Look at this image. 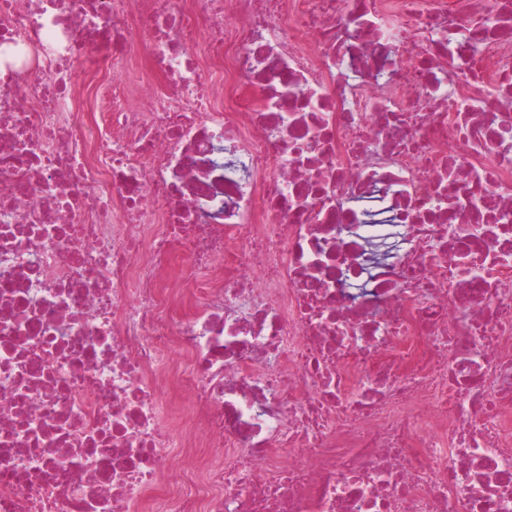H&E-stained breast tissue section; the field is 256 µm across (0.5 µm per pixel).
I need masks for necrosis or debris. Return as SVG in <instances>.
<instances>
[{
  "instance_id": "4bbe7bcc",
  "label": "necrosis or debris",
  "mask_w": 512,
  "mask_h": 512,
  "mask_svg": "<svg viewBox=\"0 0 512 512\" xmlns=\"http://www.w3.org/2000/svg\"><path fill=\"white\" fill-rule=\"evenodd\" d=\"M0 512H512V0H0Z\"/></svg>"
}]
</instances>
